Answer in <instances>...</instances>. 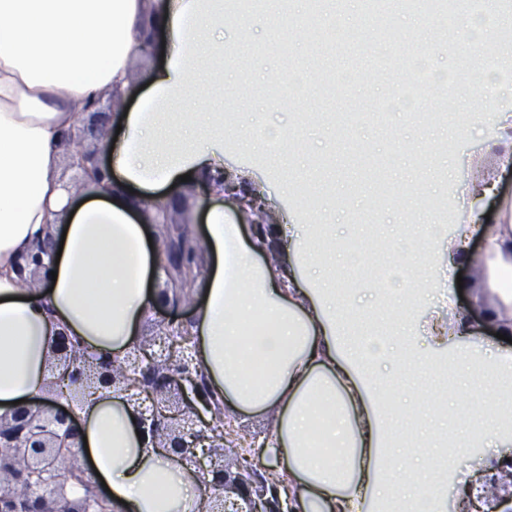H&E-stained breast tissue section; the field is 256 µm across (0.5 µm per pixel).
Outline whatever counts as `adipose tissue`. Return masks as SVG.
Returning a JSON list of instances; mask_svg holds the SVG:
<instances>
[{"label": "adipose tissue", "instance_id": "obj_1", "mask_svg": "<svg viewBox=\"0 0 512 512\" xmlns=\"http://www.w3.org/2000/svg\"><path fill=\"white\" fill-rule=\"evenodd\" d=\"M147 19L166 58L148 69L137 103L115 117L121 131L105 145L107 179L67 191L60 134L101 95L130 92L133 61L155 50L140 37ZM496 42L494 28L471 22L423 53L490 52ZM223 62L224 0H0V414L20 399L55 397L58 332L77 337L87 359L120 358L138 344L158 264L148 218L187 174L211 195L202 234L211 265L185 311L193 354L220 404L276 410L257 449L274 459L294 512H448L459 466L475 473L490 466L492 449L512 446V349H487L460 314L429 323L428 348L410 346L414 318L433 298L415 250L440 245L449 265L466 264L480 236L486 286L496 308H512V203L503 223L463 214L451 226L428 224L417 244H399L397 335L361 343L346 320L361 314L363 299L383 295L340 292L326 277L319 257L335 256L336 231L313 253L310 227L299 225L292 257L275 271L263 259L270 234L224 221V199L240 185L224 175V115L191 107L205 91H223ZM45 238L63 246L45 258L57 278L22 287L15 261ZM451 343L456 354L442 357ZM404 365L419 375L454 367L439 399L460 410L467 432L445 452L426 430V446L406 451L390 472L387 372ZM73 408L87 439L82 454L117 512H199L196 481L163 449L143 446L122 396L87 393Z\"/></svg>", "mask_w": 512, "mask_h": 512}]
</instances>
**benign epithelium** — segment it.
Here are the masks:
<instances>
[{
    "label": "benign epithelium",
    "mask_w": 512,
    "mask_h": 512,
    "mask_svg": "<svg viewBox=\"0 0 512 512\" xmlns=\"http://www.w3.org/2000/svg\"><path fill=\"white\" fill-rule=\"evenodd\" d=\"M100 97L80 113L73 129L63 137L70 151L75 176L68 191L90 179L101 181L106 173L94 152L84 145L86 133L103 126L108 113ZM201 247L191 238L169 235L162 242V271L166 286L159 290V305L169 312L185 307V286L192 282ZM48 243L21 255L15 273L28 288L47 276L44 256ZM182 336L170 353L154 348V339L134 346L121 361L98 357L89 362L79 354L76 338L58 337L55 356L62 377L72 387L84 385L93 369L97 388L125 393L127 403L139 414V428L147 445L163 448L174 460L193 471L204 492L203 512H291L280 485L264 481L257 463L241 464L236 444L256 441L233 429L237 416L226 414L211 401L205 375L197 366L185 324H166ZM224 415V435L212 429L217 414ZM82 434L65 394L51 404H22L0 415V512H113L112 501L94 481L81 460ZM465 490L476 503L468 512H499L512 502V454L495 460Z\"/></svg>",
    "instance_id": "obj_1"
}]
</instances>
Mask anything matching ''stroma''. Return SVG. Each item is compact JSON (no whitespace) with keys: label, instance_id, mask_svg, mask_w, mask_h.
Returning <instances> with one entry per match:
<instances>
[{"label":"stroma","instance_id":"stroma-1","mask_svg":"<svg viewBox=\"0 0 512 512\" xmlns=\"http://www.w3.org/2000/svg\"><path fill=\"white\" fill-rule=\"evenodd\" d=\"M310 8V0H286L282 10L229 12L224 19L226 79L213 104L224 111L227 175L254 168L251 187L268 202L265 222L279 229L267 264L276 268L287 258L291 225L318 223L313 208H298L303 194L335 199L338 234L358 249L368 241L420 237L439 210L450 225L461 211L482 223L497 215L499 199L467 190L479 168L494 177L499 198L512 199V169L496 167L485 150L480 104L423 94V124L416 130L423 154L406 159L404 109L388 104L396 83L387 72L373 71L371 62L392 65L407 51L394 43L366 46L361 0L325 6L313 29L304 24ZM316 69L329 71L327 86L281 82L286 71ZM460 112L470 113L469 126L458 127ZM286 126L294 129L293 151L305 155L303 165L289 162L286 149L272 153L266 147L264 133ZM414 181L438 191L429 200L407 195L405 187Z\"/></svg>","mask_w":512,"mask_h":512}]
</instances>
